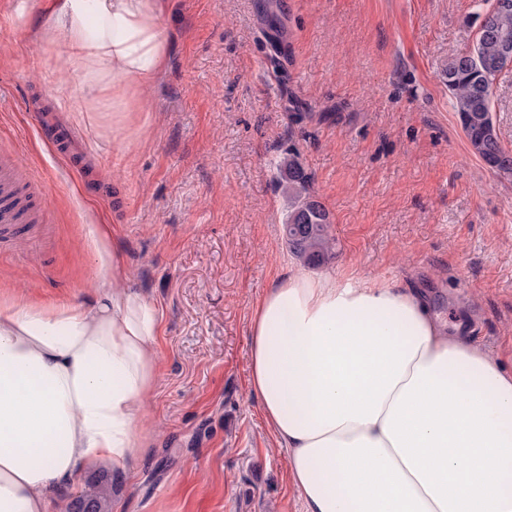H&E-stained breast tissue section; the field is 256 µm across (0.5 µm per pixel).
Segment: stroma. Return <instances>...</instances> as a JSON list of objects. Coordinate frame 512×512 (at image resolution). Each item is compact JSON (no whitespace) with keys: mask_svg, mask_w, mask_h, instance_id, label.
<instances>
[{"mask_svg":"<svg viewBox=\"0 0 512 512\" xmlns=\"http://www.w3.org/2000/svg\"><path fill=\"white\" fill-rule=\"evenodd\" d=\"M42 23L38 0H0V151L47 207L0 236V299L86 302L116 253L160 311L150 439L111 512H303L248 387L252 306L292 272L423 288L512 364V180L471 153L442 79L473 46L474 0H169L130 146L71 112L88 87ZM39 110L82 131V171L43 144ZM492 114L512 150V68ZM290 154L336 239L318 266L283 235Z\"/></svg>","mask_w":512,"mask_h":512,"instance_id":"1","label":"stroma"}]
</instances>
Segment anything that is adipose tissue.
I'll list each match as a JSON object with an SVG mask.
<instances>
[{
  "label": "adipose tissue",
  "instance_id": "ef3b65f1",
  "mask_svg": "<svg viewBox=\"0 0 512 512\" xmlns=\"http://www.w3.org/2000/svg\"><path fill=\"white\" fill-rule=\"evenodd\" d=\"M164 9L56 0L41 29L111 84L135 139L136 92L169 57ZM160 322L117 257L88 303L0 300V512H51L87 463L141 460ZM249 336V389L305 512H512V369L426 292L298 272L258 298Z\"/></svg>",
  "mask_w": 512,
  "mask_h": 512
}]
</instances>
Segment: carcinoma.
I'll return each mask as SVG.
<instances>
[{
	"label": "carcinoma",
	"instance_id": "cac0c4a2",
	"mask_svg": "<svg viewBox=\"0 0 512 512\" xmlns=\"http://www.w3.org/2000/svg\"><path fill=\"white\" fill-rule=\"evenodd\" d=\"M491 34L467 52L448 58L443 78L451 95L462 132L472 153L489 170L503 178H512V151L506 149L496 132L492 116V88L496 78L512 66V57L498 60L504 42H512V8L491 17H482ZM280 183L288 197V213L283 232L291 253L308 265L328 259L336 240L329 231V214L310 192V176L293 157L279 165ZM112 477L102 473L85 484L72 502L71 512L82 504L90 512H110Z\"/></svg>",
	"mask_w": 512,
	"mask_h": 512
}]
</instances>
